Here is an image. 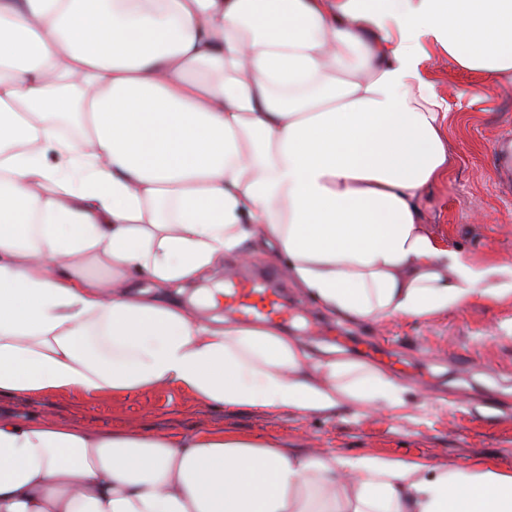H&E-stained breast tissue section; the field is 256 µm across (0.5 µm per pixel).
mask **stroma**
Instances as JSON below:
<instances>
[{
    "instance_id": "stroma-1",
    "label": "stroma",
    "mask_w": 512,
    "mask_h": 512,
    "mask_svg": "<svg viewBox=\"0 0 512 512\" xmlns=\"http://www.w3.org/2000/svg\"><path fill=\"white\" fill-rule=\"evenodd\" d=\"M428 75L452 120L445 129L448 176L426 188L421 221L439 240L478 263L512 267V79L491 83L450 64L430 48ZM313 359H356V338L398 349L407 371L379 363L403 387L399 407L349 405L332 415L291 409H248L204 403L160 386L98 399L51 395L0 397V411L53 414L62 423L100 431L131 428L155 434L205 430L257 438L280 448L319 449L347 458L379 454L434 466L489 460L512 470V302L475 297L424 318L378 323L339 320L300 289L288 290L282 325Z\"/></svg>"
}]
</instances>
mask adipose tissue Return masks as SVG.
Masks as SVG:
<instances>
[{"label":"adipose tissue","instance_id":"adipose-tissue-1","mask_svg":"<svg viewBox=\"0 0 512 512\" xmlns=\"http://www.w3.org/2000/svg\"><path fill=\"white\" fill-rule=\"evenodd\" d=\"M432 46L512 76V0H0V396L401 403L373 367L199 319L211 290L162 291L268 250L342 320L512 299V268L419 222L448 174ZM0 512H512V471L6 413Z\"/></svg>","mask_w":512,"mask_h":512}]
</instances>
